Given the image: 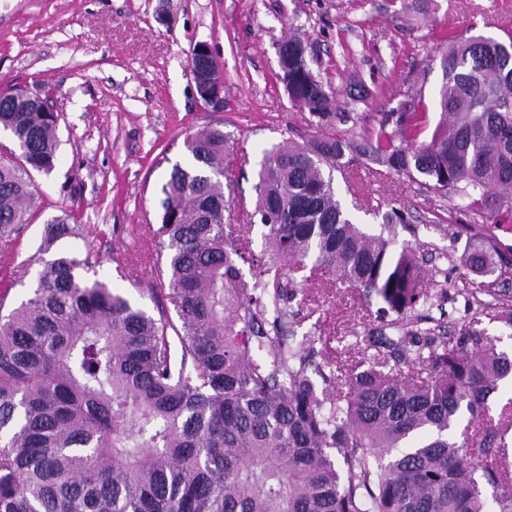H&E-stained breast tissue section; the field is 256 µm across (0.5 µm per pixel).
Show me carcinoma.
I'll return each instance as SVG.
<instances>
[{"label": "carcinoma", "mask_w": 512, "mask_h": 512, "mask_svg": "<svg viewBox=\"0 0 512 512\" xmlns=\"http://www.w3.org/2000/svg\"><path fill=\"white\" fill-rule=\"evenodd\" d=\"M281 80L319 127L336 122L333 91L309 69L306 47L283 43ZM439 120L411 99L359 148L430 189H455L468 207L512 228V35L448 38ZM60 115L41 94L0 93V240L30 223L32 172L59 162ZM224 131L188 136L189 162L160 189L156 268L169 296L153 315L89 276L91 250L66 211L46 224L31 295L0 313V512H512V470L490 439L486 397L512 374V357L475 321L452 336L421 335L403 319L428 303L414 252L353 224L333 171L348 145L324 136L272 148L260 161L255 213L262 257L227 244ZM324 280L375 298L377 317L403 335L374 336L363 358L317 390L310 356L287 343L286 303L308 260ZM465 264L494 272L474 249ZM249 265L244 273L242 265ZM488 315L512 327V308ZM176 316H171V312ZM430 380L384 371L409 354ZM481 422L451 436L461 410Z\"/></svg>", "instance_id": "obj_1"}]
</instances>
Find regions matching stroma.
Segmentation results:
<instances>
[{"label": "stroma", "mask_w": 512, "mask_h": 512, "mask_svg": "<svg viewBox=\"0 0 512 512\" xmlns=\"http://www.w3.org/2000/svg\"><path fill=\"white\" fill-rule=\"evenodd\" d=\"M510 33L512 0H0V89L50 88L60 115L59 163L34 176L35 216L11 246L0 244V269L28 267L0 304L9 310L28 297L39 271L29 259L46 223L66 209L88 231L67 248L93 250L99 277L155 311L168 294L152 232L159 187L184 161V139L209 126L223 130L224 161L235 173L224 223L261 254L264 229L248 226L245 214L255 206L264 150L322 134L279 78V48L293 38L331 85L341 115L330 130L349 145L346 166L334 173L337 199L374 233L386 214L400 212L393 237L415 251L420 285L435 297V324L451 335L480 320L512 355V327L487 319L489 297L474 291L477 276L462 261L471 248L490 252L497 297L512 304V230L467 210L458 193L434 192L355 150L413 94L438 120L449 39ZM199 41L223 70L219 111L204 105L190 75L188 54ZM377 308L346 284L307 282L288 305L292 342L314 350L317 364H350L378 325Z\"/></svg>", "instance_id": "stroma-1"}]
</instances>
